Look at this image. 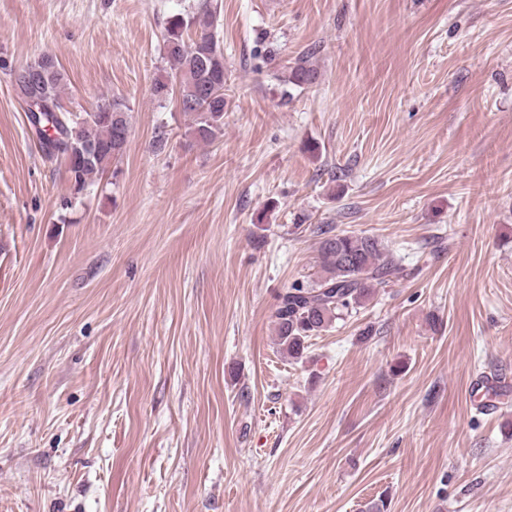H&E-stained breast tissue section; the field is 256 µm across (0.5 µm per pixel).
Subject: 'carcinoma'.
<instances>
[{
    "label": "carcinoma",
    "mask_w": 512,
    "mask_h": 512,
    "mask_svg": "<svg viewBox=\"0 0 512 512\" xmlns=\"http://www.w3.org/2000/svg\"><path fill=\"white\" fill-rule=\"evenodd\" d=\"M167 56L173 73L152 82L153 99L162 102L179 92V105L191 118L188 134L210 144L224 133V48L217 33V11L208 4L190 14L177 13L165 25ZM317 71L301 58L287 82L301 88L315 83ZM20 99L40 103L26 106L30 126L36 127L48 159L64 158L74 193L95 183L113 160L126 151L130 108L114 98L93 112H73L61 102L64 74L56 58L42 53L19 68L13 80ZM319 275L296 282L280 297L274 318L280 350L301 359L308 340L366 305L377 289L400 274L393 258L373 236L335 234L319 228Z\"/></svg>",
    "instance_id": "obj_1"
}]
</instances>
